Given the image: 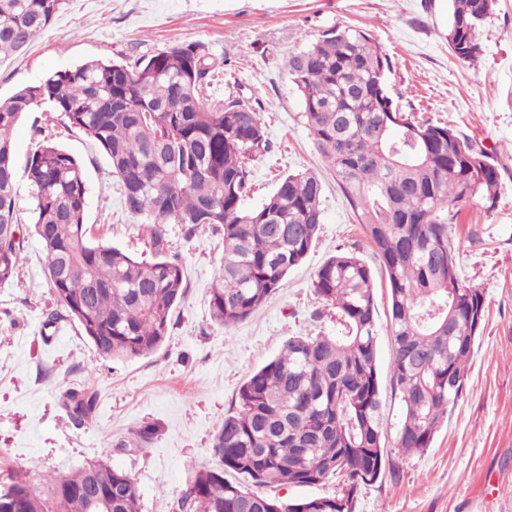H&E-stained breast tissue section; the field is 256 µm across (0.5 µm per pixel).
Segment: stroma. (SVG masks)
<instances>
[{
	"mask_svg": "<svg viewBox=\"0 0 512 512\" xmlns=\"http://www.w3.org/2000/svg\"><path fill=\"white\" fill-rule=\"evenodd\" d=\"M340 24L359 27L392 63L388 91L402 107L453 124L498 163L496 205L460 208L453 242L461 277L483 289L486 320L470 359L466 389L421 455L403 458L400 476L362 488L356 512H512V0H496L481 29L476 66L448 47V0H67L22 55L0 63V98L90 59L134 62L172 45L193 46L231 71L241 96L260 98L271 148L251 162L245 208L262 205L279 179L316 173L323 221L306 260L247 320L214 323L210 288L224 256L222 236L205 228L185 238L167 227L169 256L181 263L185 295L165 343L153 354L101 358L74 322L48 324L57 302L33 234L27 160L52 136L81 163L85 222L93 236L132 255L152 256L142 220L125 211L117 178L97 142L65 129L50 105L13 130L15 204L23 263L0 287V487L14 474L43 488L86 461L103 459L136 479L141 512H170L193 467H219L211 448L242 383L293 336L339 335L336 310L314 292L319 267L337 248L374 270L377 368L386 422H394L387 284L361 227L301 117L288 56ZM91 388L99 402L75 427L61 395ZM146 427L154 434L136 442Z\"/></svg>",
	"mask_w": 512,
	"mask_h": 512,
	"instance_id": "obj_1",
	"label": "stroma"
}]
</instances>
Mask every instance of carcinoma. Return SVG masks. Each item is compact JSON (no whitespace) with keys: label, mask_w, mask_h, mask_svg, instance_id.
Listing matches in <instances>:
<instances>
[{"label":"carcinoma","mask_w":512,"mask_h":512,"mask_svg":"<svg viewBox=\"0 0 512 512\" xmlns=\"http://www.w3.org/2000/svg\"><path fill=\"white\" fill-rule=\"evenodd\" d=\"M64 2L0 0V63L25 52ZM494 2L450 0L448 47L459 61L471 64L481 53L476 34ZM286 65L309 134L385 274L401 405L395 448L423 453L463 395L480 333L475 321L486 313L485 293L460 278L448 213L477 200L493 209L499 169L450 123L401 111L387 91L390 60L360 28L331 26ZM212 78L205 54L174 45L133 64L89 60L0 99V286L23 262L12 130L44 102L99 143L125 209L144 219L151 261L94 241L80 162L49 137L29 158L33 233L60 305L50 321L78 323L103 358L151 354L168 336L185 287L181 264L167 256V225H182L187 237L206 225L222 233L209 306L225 327L276 293L317 240L323 185L314 174H288L260 207L243 208L249 163L269 149L265 124L239 96L212 98ZM478 156L484 161L476 164ZM313 285L336 308L344 335L293 336L249 375L213 441L222 468L196 467L179 497L188 505L178 512H304L310 502L331 500L327 512H342L343 500L355 512L362 486L397 475L398 460L381 446L372 272L359 254L339 248ZM62 406L80 427L94 415L97 393L68 392ZM227 470L239 481L228 482ZM333 476L332 496L281 502L255 491ZM108 492L112 512H139L134 476L103 460L85 463L46 494L12 478L0 489V512H86L89 497Z\"/></svg>","instance_id":"cac0c4a2"}]
</instances>
